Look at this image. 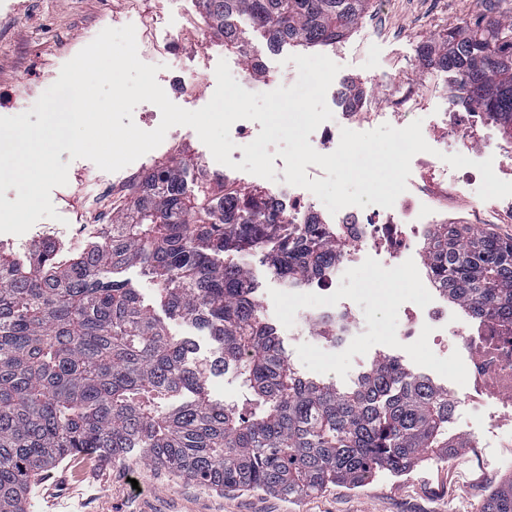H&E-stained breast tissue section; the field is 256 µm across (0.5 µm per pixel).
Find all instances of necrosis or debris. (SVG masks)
<instances>
[{"label":"necrosis or debris","mask_w":512,"mask_h":512,"mask_svg":"<svg viewBox=\"0 0 512 512\" xmlns=\"http://www.w3.org/2000/svg\"><path fill=\"white\" fill-rule=\"evenodd\" d=\"M378 118L373 103H363L358 111L343 113L339 121L322 123L310 143L319 153H331L339 144L341 129L358 130L376 123ZM488 119L484 112H445L436 127L425 131L424 138L427 143L475 161L498 154L512 160V138L495 146L481 141ZM480 180L474 168L456 169L451 176L415 184L398 197L392 208L371 205L341 209L338 221L347 227L348 247L317 280L312 291L317 305L310 307L305 301H297L289 329L295 333L310 330L330 348L360 344L371 326L355 306L341 300L344 283L354 272L371 268L378 272L372 283L376 290L399 278L415 279L426 299L400 300L394 338L410 343L424 337L439 347L446 337H454L465 353L460 385L453 391L455 410L481 411L503 425L512 422V328L493 320L474 326L459 318L449 319L446 295L421 260L433 226L448 221L449 200L463 198L468 187Z\"/></svg>","instance_id":"1"}]
</instances>
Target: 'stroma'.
I'll use <instances>...</instances> for the list:
<instances>
[{
    "label": "stroma",
    "instance_id": "obj_1",
    "mask_svg": "<svg viewBox=\"0 0 512 512\" xmlns=\"http://www.w3.org/2000/svg\"><path fill=\"white\" fill-rule=\"evenodd\" d=\"M483 0H449L444 12L431 19L427 30L414 24L410 0H371L368 18L336 46L324 48V55L339 64L326 101L339 112V96L346 82L358 84L365 99L384 105L394 89L393 80L403 74L422 89L423 107L416 116L431 123L435 113L446 111L452 102L451 75L443 71L422 72L417 48L426 38L455 28L483 12ZM385 13L395 33L372 34L370 16ZM134 25L140 59L157 65V81L176 105L197 110L206 105L216 88L215 68L226 60L238 71L242 59L237 50L208 35L197 0H0V90L14 93L12 114L29 112L34 96L25 87L45 91L58 78L62 66L71 60L105 28ZM181 39L179 56L170 55L164 38ZM252 49L261 68L248 91H271V78L287 81L296 74L290 60L295 47L271 52L260 36H253ZM183 156L199 158L210 169L220 170L229 182L241 183L247 172L219 168L210 150L196 132L186 126L169 129ZM68 166V182L54 188L51 200L58 219L44 218L20 236L0 234V248L14 258L26 259L32 246L55 242L62 251L84 247L87 237L82 225L91 217L85 206L89 194L110 183L120 182L124 171L105 172L86 159H72L70 152L59 155ZM233 262L250 267L260 282L261 313L278 334L279 341L295 371L303 377L351 386L371 365L370 353L350 348L332 354L309 336L289 333L294 305L288 299L287 284L272 274L258 254H236ZM376 273L363 270L344 291L376 328L369 344L398 358L417 375L449 388L455 384L459 359L455 348L437 352L429 342L413 345L393 341L390 330L399 317L390 293L375 299L369 286ZM512 476V427H499L489 435L487 447L455 449L445 457L424 458L414 469L398 472L374 468L365 483L353 487L338 482L323 492L288 499L242 489L216 490L183 479L160 466L147 463L142 449L130 450L123 458L86 453L57 464L45 478L37 480L26 504L27 512H483L493 489Z\"/></svg>",
    "mask_w": 512,
    "mask_h": 512
}]
</instances>
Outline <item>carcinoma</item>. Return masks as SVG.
Returning a JSON list of instances; mask_svg holds the SVG:
<instances>
[{"mask_svg":"<svg viewBox=\"0 0 512 512\" xmlns=\"http://www.w3.org/2000/svg\"><path fill=\"white\" fill-rule=\"evenodd\" d=\"M474 23L418 46L421 65L451 72L459 102L512 134V23L484 0ZM370 0H199L207 31L259 67L246 27L271 50L334 46ZM350 82L342 104L358 107ZM271 193L214 181L200 161L176 157L139 176L112 207V223L65 258L50 242L24 260L0 252V512H26L36 477L88 451L118 459L129 448L212 488L288 498L377 466L414 468L425 453L467 443L448 436L454 399L393 357L354 387L300 377L257 304L250 269L226 254L259 253L290 285L315 279L344 249L342 225L313 213L293 235ZM424 261L448 299L474 320L512 325V237L470 224H436ZM130 267L160 288L165 317L119 278ZM190 322L222 345L209 367L168 321ZM233 367L242 405L214 403L206 375ZM188 392L177 407L167 401ZM483 512H512V477Z\"/></svg>","mask_w":512,"mask_h":512,"instance_id":"cac0c4a2","label":"carcinoma"}]
</instances>
